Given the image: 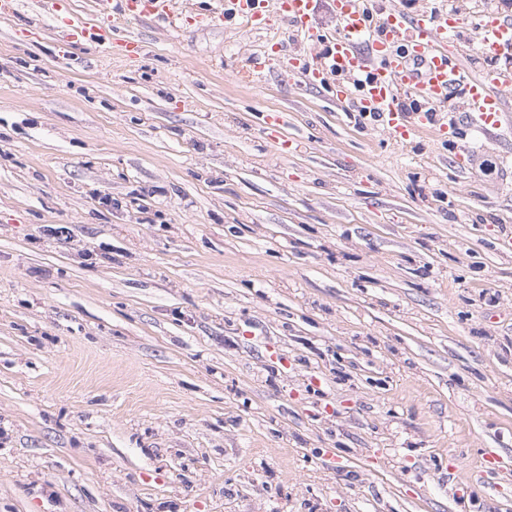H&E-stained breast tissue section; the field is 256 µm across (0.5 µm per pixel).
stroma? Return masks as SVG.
<instances>
[{"mask_svg": "<svg viewBox=\"0 0 512 512\" xmlns=\"http://www.w3.org/2000/svg\"><path fill=\"white\" fill-rule=\"evenodd\" d=\"M16 2L0 512H458L488 449L465 512H512V126L397 142L254 80L265 32L121 17L129 60ZM503 471V466L500 457L495 453H488L482 457L476 466V481L472 483L474 486L487 489L490 486H495L496 481L500 478Z\"/></svg>", "mask_w": 512, "mask_h": 512, "instance_id": "35a3bbf8", "label": "stroma"}]
</instances>
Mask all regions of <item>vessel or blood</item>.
Segmentation results:
<instances>
[{
  "instance_id": "vessel-or-blood-1",
  "label": "vessel or blood",
  "mask_w": 512,
  "mask_h": 512,
  "mask_svg": "<svg viewBox=\"0 0 512 512\" xmlns=\"http://www.w3.org/2000/svg\"><path fill=\"white\" fill-rule=\"evenodd\" d=\"M237 27L249 31L274 32L273 19L288 18L298 31L314 34L319 0H230ZM99 17L88 22L66 15V0H52L51 9L64 24L66 44H94L110 53L132 58L141 45L133 38L113 39L112 0H98ZM340 27L325 36L328 54L317 62L292 56L284 68L304 83L322 87L335 75L346 83L339 98L349 100L357 112H366L382 121L398 141L410 138L434 139L455 135L461 127H477L486 137H495L503 123L512 118V72L488 69L480 77L469 78L459 57L458 35L465 29L462 9L443 14L420 11L412 16L398 7L382 11L379 29L370 26L372 10L367 0H334ZM129 14L167 15L170 0H125ZM477 51L488 58L512 52V18L491 13L476 26ZM367 83H360L361 75ZM419 98L418 109L406 110L402 96ZM459 98L466 108L445 116L449 100ZM503 471L501 459L489 453L476 467V486L495 485Z\"/></svg>"
}]
</instances>
